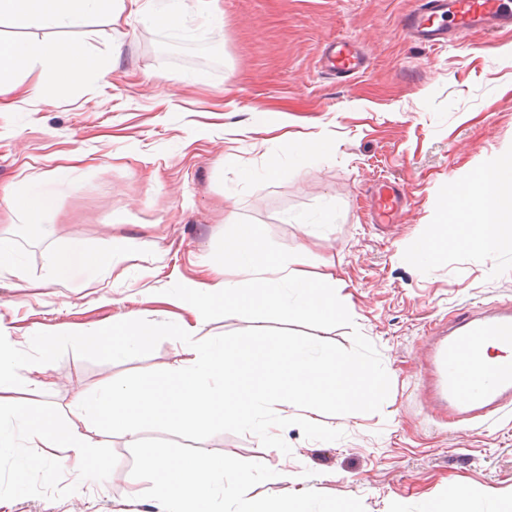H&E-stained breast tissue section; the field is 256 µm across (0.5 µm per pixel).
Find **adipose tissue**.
Here are the masks:
<instances>
[{"label":"adipose tissue","mask_w":512,"mask_h":512,"mask_svg":"<svg viewBox=\"0 0 512 512\" xmlns=\"http://www.w3.org/2000/svg\"><path fill=\"white\" fill-rule=\"evenodd\" d=\"M123 0H0V26L51 30L40 41L7 40L0 36V98L14 93L15 75L36 74L38 85L64 90L87 76H106L111 59L91 57L83 43L55 38L58 30L80 27L93 16L102 15L119 23ZM8 208L25 215L28 224L39 227L55 210L53 196L43 183L18 181ZM443 224H463L468 229L467 245L484 259L493 250L512 249V159L475 172L466 193L453 197L442 208ZM109 258L105 252H90L83 241L72 240L59 249L54 259L57 277L101 266ZM346 287L334 274L310 279L302 262L289 260L261 248L256 231L237 233L226 241L220 263L211 265L206 278L187 280L170 294L171 301L187 311L167 325L166 331L182 337L187 358L183 365L166 368L150 379L108 385L92 401L75 404L87 427L79 433L61 421H48L34 408H20L12 395L23 382L25 360L14 341L0 325V458L11 459L15 473L14 490L24 493L26 476L38 462V448H58L65 452L76 473H83L93 445L90 433L100 435L120 431L129 446H138L145 423L164 428L196 430L206 423L227 424L253 431L261 428L260 410L267 403L293 406L304 413L308 424H316L325 403L341 406L346 416L367 410L379 397L374 367L365 361L339 353H321L309 341H289L280 357L254 365L255 379L277 372L287 379L273 401L258 397L244 379L243 353L265 348L267 337H248L229 345L196 339L212 310L228 317L264 311L285 319H331L345 310L342 293ZM153 326L136 315L83 333V340L111 359L122 360L145 349ZM158 477L155 494L160 512H213L218 490L232 497L235 512H258L254 481L239 461L231 456L213 458L203 454H175L161 449L143 463Z\"/></svg>","instance_id":"1"}]
</instances>
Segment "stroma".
<instances>
[{
	"label": "stroma",
	"mask_w": 512,
	"mask_h": 512,
	"mask_svg": "<svg viewBox=\"0 0 512 512\" xmlns=\"http://www.w3.org/2000/svg\"><path fill=\"white\" fill-rule=\"evenodd\" d=\"M413 0H217L208 24L185 0L177 27L147 26L135 14L161 0H127L133 21L119 35L102 16L61 31L94 56L118 52L112 73L78 86L28 95L0 112V196L20 178L45 180L73 152L85 155L65 178L47 182L57 206L41 230L23 215L0 222L20 269L0 270V321L25 333L88 331L137 312L158 327L145 352L124 362L79 344L53 353L50 384L32 375L16 398L84 422L72 408L115 381L148 379L186 358L164 326L178 314L168 290L218 261L226 239L250 226L264 247L297 256L311 273L346 281L347 313L330 321H283L265 312L213 311L202 341L297 336L325 352L365 358L385 397L359 417L325 406L316 426L296 409L288 422L267 413L269 434L206 427L148 426L142 445L120 434L97 439L98 461L74 483L60 450L40 449V466L14 496L10 459L0 460V512H158L155 477L142 467L163 448L231 455L262 470L259 506L294 501L297 512H452L466 482L496 512H512V408L452 424L429 371L448 321L512 303V250L483 260L441 226L449 180L512 157V33L489 40L470 31L443 47L405 38L399 18ZM360 45L367 71L343 82L318 68L321 48ZM326 137L327 152L299 165L285 135ZM276 172H268L269 160ZM403 194L389 224H375L382 182ZM234 223H225L227 212ZM436 237L437 258L420 274L415 250ZM72 239L113 245L109 265L60 280L58 247ZM138 487L139 498L129 494ZM313 490L314 503L296 499Z\"/></svg>",
	"instance_id": "1"
}]
</instances>
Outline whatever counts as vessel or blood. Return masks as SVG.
<instances>
[{
	"instance_id": "obj_1",
	"label": "vessel or blood",
	"mask_w": 512,
	"mask_h": 512,
	"mask_svg": "<svg viewBox=\"0 0 512 512\" xmlns=\"http://www.w3.org/2000/svg\"><path fill=\"white\" fill-rule=\"evenodd\" d=\"M401 23L412 41L427 46L446 44L456 30L474 29L488 35L511 32L512 0H414ZM319 61L322 68L349 79L368 68L366 58L344 41L328 44ZM401 201L396 187H381L380 218L393 219ZM485 342L512 349L511 305L498 306L479 317L455 319L447 343L435 347L431 371L437 396L452 421H467L512 406V358L491 366L478 364L473 348Z\"/></svg>"
}]
</instances>
